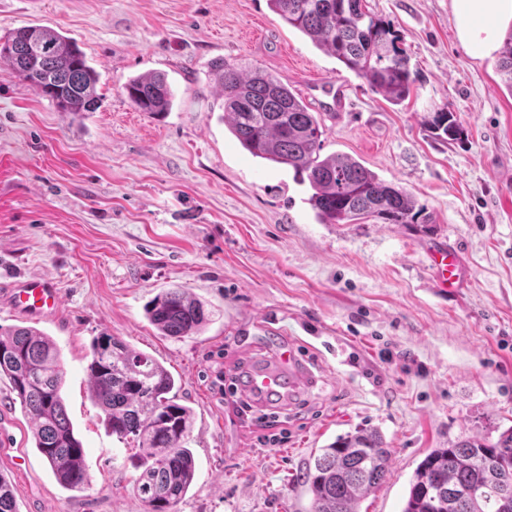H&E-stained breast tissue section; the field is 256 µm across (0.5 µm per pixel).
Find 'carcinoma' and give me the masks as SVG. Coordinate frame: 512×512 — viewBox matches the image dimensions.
Listing matches in <instances>:
<instances>
[{"label": "carcinoma", "instance_id": "obj_1", "mask_svg": "<svg viewBox=\"0 0 512 512\" xmlns=\"http://www.w3.org/2000/svg\"><path fill=\"white\" fill-rule=\"evenodd\" d=\"M288 26L392 102L410 96L415 77L400 33L371 13L365 0H268ZM498 70L512 93V29L503 40ZM0 70L29 83L62 112L99 108V75L78 44L56 29L24 26L0 39ZM224 118L252 156L291 167L312 194L309 203L323 224L375 217L386 224H412L419 212L402 187L380 178L352 157L321 156L324 128L315 113L277 77L254 68L217 66ZM142 112H166L175 92L161 74L130 79L123 86ZM439 138L455 141L462 130L448 107L427 121ZM147 318L164 336H192L211 320L205 303L180 288L160 293ZM87 370L90 396L118 442L136 449L141 470L137 492L147 512H178L195 476L190 448V407L177 402V381L153 356L115 336L93 338ZM32 424L35 448L57 481L71 490L88 485L84 448L67 416L60 354L47 334L30 326H0V378ZM390 449L373 430L339 435L306 468L301 479L310 512H359L360 502L384 480ZM512 501V426L497 440L459 439L433 448L419 462L401 512H505Z\"/></svg>", "mask_w": 512, "mask_h": 512}]
</instances>
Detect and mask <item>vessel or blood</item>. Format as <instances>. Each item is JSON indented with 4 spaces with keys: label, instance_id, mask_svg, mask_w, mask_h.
<instances>
[{
    "label": "vessel or blood",
    "instance_id": "obj_1",
    "mask_svg": "<svg viewBox=\"0 0 512 512\" xmlns=\"http://www.w3.org/2000/svg\"><path fill=\"white\" fill-rule=\"evenodd\" d=\"M431 266L440 288H457L465 275L457 251L439 246L430 251ZM7 303L17 314L34 319L57 312L62 303L61 291L49 278L29 275L17 281L7 292ZM307 375L297 363L277 360L247 366L241 378L243 395L260 404H276L294 398Z\"/></svg>",
    "mask_w": 512,
    "mask_h": 512
}]
</instances>
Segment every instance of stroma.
<instances>
[{
    "label": "stroma",
    "instance_id": "obj_1",
    "mask_svg": "<svg viewBox=\"0 0 512 512\" xmlns=\"http://www.w3.org/2000/svg\"><path fill=\"white\" fill-rule=\"evenodd\" d=\"M403 38L415 88L394 104L275 14L268 0H0V37L47 25L99 74L100 107L59 111L0 74V292L52 279L62 305L29 320L58 348L63 398L89 485L63 489L0 379V475L19 512H145L130 449L89 393L94 337L123 339L179 380L194 413V482L178 512H309L296 476L337 436L373 429L391 450L359 512H401L434 448L512 426V94L495 58L460 45L450 0H367ZM278 77L321 119L322 155L345 153L414 197L422 218L320 223L308 184L252 157L224 122L216 60ZM164 73L166 112L139 111L124 84ZM347 86L324 111L313 89ZM449 108L461 141L426 122ZM457 250L469 274L438 288L426 250ZM177 286L206 302L194 336L162 335L146 304ZM298 350L309 374L294 406L239 415L237 366ZM23 457L13 470L14 457Z\"/></svg>",
    "mask_w": 512,
    "mask_h": 512
}]
</instances>
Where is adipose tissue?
I'll return each instance as SVG.
<instances>
[{
  "mask_svg": "<svg viewBox=\"0 0 512 512\" xmlns=\"http://www.w3.org/2000/svg\"><path fill=\"white\" fill-rule=\"evenodd\" d=\"M451 8L457 37L473 57L498 52L501 31L512 23V0H451Z\"/></svg>",
  "mask_w": 512,
  "mask_h": 512,
  "instance_id": "adipose-tissue-1",
  "label": "adipose tissue"
}]
</instances>
